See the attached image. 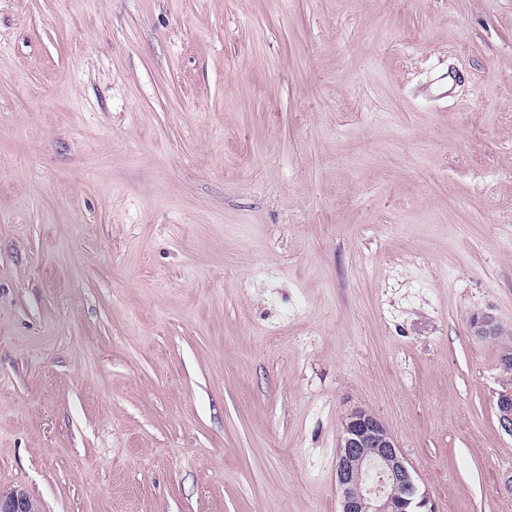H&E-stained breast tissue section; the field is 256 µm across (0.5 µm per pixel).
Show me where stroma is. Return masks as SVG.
Masks as SVG:
<instances>
[{
  "label": "stroma",
  "mask_w": 512,
  "mask_h": 512,
  "mask_svg": "<svg viewBox=\"0 0 512 512\" xmlns=\"http://www.w3.org/2000/svg\"><path fill=\"white\" fill-rule=\"evenodd\" d=\"M509 344L512 0H0V491L512 512ZM495 411L500 429L512 436V378L507 377L497 392ZM336 484L339 512H411L413 503L419 512H437L393 436L368 409H356L342 424Z\"/></svg>",
  "instance_id": "1"
}]
</instances>
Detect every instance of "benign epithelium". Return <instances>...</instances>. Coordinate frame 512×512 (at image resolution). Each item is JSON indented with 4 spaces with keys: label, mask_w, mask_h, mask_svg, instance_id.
I'll use <instances>...</instances> for the list:
<instances>
[{
    "label": "benign epithelium",
    "mask_w": 512,
    "mask_h": 512,
    "mask_svg": "<svg viewBox=\"0 0 512 512\" xmlns=\"http://www.w3.org/2000/svg\"><path fill=\"white\" fill-rule=\"evenodd\" d=\"M478 336H497L499 329L488 315L474 316ZM500 429L512 436V378L502 383L495 400ZM339 512H407L411 505L422 512H437L435 503L420 491L408 462L382 421L368 409L350 413L342 424L336 461ZM0 512H34L25 493H0Z\"/></svg>",
    "instance_id": "1"
}]
</instances>
